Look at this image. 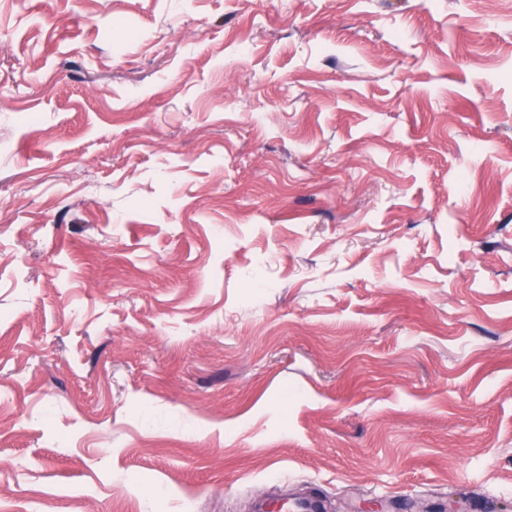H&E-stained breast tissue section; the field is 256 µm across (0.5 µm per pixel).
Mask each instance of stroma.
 Segmentation results:
<instances>
[{
	"mask_svg": "<svg viewBox=\"0 0 512 512\" xmlns=\"http://www.w3.org/2000/svg\"><path fill=\"white\" fill-rule=\"evenodd\" d=\"M512 512V0H0V512ZM294 510L298 512H322L324 506L317 498H304L288 502L286 500L277 501L275 499L259 498L255 504L257 512H288Z\"/></svg>",
	"mask_w": 512,
	"mask_h": 512,
	"instance_id": "stroma-1",
	"label": "stroma"
}]
</instances>
